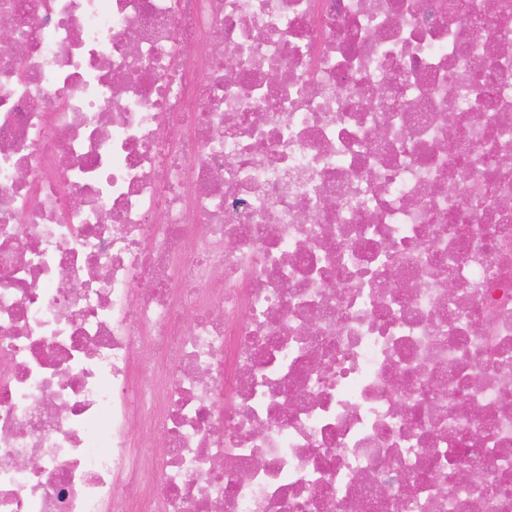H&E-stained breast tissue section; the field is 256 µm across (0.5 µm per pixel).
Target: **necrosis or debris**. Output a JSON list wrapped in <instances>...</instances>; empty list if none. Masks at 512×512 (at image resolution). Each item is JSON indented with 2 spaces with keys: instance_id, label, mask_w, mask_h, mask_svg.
Here are the masks:
<instances>
[{
  "instance_id": "necrosis-or-debris-1",
  "label": "necrosis or debris",
  "mask_w": 512,
  "mask_h": 512,
  "mask_svg": "<svg viewBox=\"0 0 512 512\" xmlns=\"http://www.w3.org/2000/svg\"><path fill=\"white\" fill-rule=\"evenodd\" d=\"M1 17L0 512H512V0Z\"/></svg>"
}]
</instances>
